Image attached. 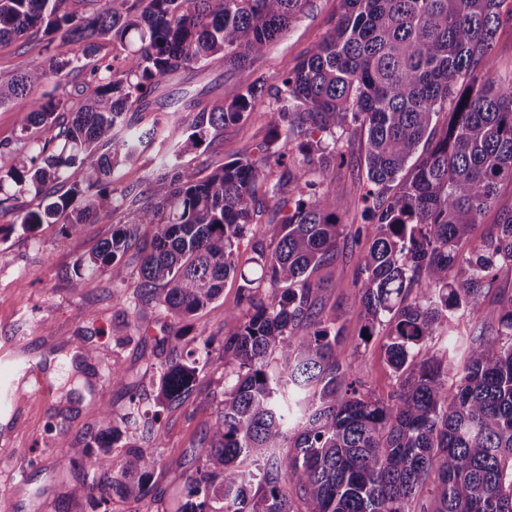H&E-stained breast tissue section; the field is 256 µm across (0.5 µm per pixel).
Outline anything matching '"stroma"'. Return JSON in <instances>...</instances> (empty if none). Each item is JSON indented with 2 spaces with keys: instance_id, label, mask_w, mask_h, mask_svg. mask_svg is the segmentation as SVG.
Returning <instances> with one entry per match:
<instances>
[{
  "instance_id": "35a3bbf8",
  "label": "stroma",
  "mask_w": 512,
  "mask_h": 512,
  "mask_svg": "<svg viewBox=\"0 0 512 512\" xmlns=\"http://www.w3.org/2000/svg\"><path fill=\"white\" fill-rule=\"evenodd\" d=\"M338 14L339 0H308L288 30L254 62V77L269 86L280 84L331 31ZM238 81L237 71L196 65L159 84L142 115L144 124H157V134L142 146L137 161L119 168L118 188L145 185L162 154L181 139V115L166 109L172 91L214 105ZM277 120L268 103H256L246 118L207 138L181 164L197 177H206L224 162L253 151L270 136ZM337 147L349 162L329 167L323 187L349 201L342 223L366 224L369 217L361 197L367 183L353 165L364 147L362 133L350 127L340 134ZM126 219L119 211L68 235L57 224L28 232L15 214H0V250L7 252L0 260V512H94L92 502L69 498L70 488L83 481L85 473L77 461L58 454L53 441L62 438L72 447H85L100 429L105 406L111 408L115 425L125 427L133 392L142 409L156 407L157 365L177 329L173 318L157 307L136 308L137 279L116 283L102 273L83 285L73 283L77 261L110 237L113 223ZM313 278L321 285L319 304L339 318L343 347L354 353L372 392L387 397L394 380L384 356L385 337L361 336L355 261L341 258L325 264ZM240 299L238 281L227 280L222 296L192 318V328L182 340L184 350L208 351L197 382L203 398L162 415L165 436L154 451L159 463L152 480L157 512H177L185 474L205 453L204 432L224 398V311ZM86 308L94 310L93 320L82 317ZM115 367L125 374V388L108 383ZM23 368L41 377L43 394L19 391L18 372Z\"/></svg>"
}]
</instances>
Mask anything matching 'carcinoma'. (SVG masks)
I'll list each match as a JSON object with an SVG mask.
<instances>
[{
	"label": "carcinoma",
	"instance_id": "1",
	"mask_svg": "<svg viewBox=\"0 0 512 512\" xmlns=\"http://www.w3.org/2000/svg\"><path fill=\"white\" fill-rule=\"evenodd\" d=\"M505 3L341 0L330 34L268 88L250 67L307 0H0V44L21 40L43 55L0 71V106L26 113L20 136L0 142V212H19L26 230L60 224L69 234L126 209L129 220L77 262L75 285L99 272L124 281L134 248L138 303L180 323L216 301L227 278L240 281L241 303L224 310V399L177 512H512V292L496 296V336L457 331L512 270V211L481 224L512 182V77L495 76L491 58L512 25ZM111 42L122 55L100 54ZM192 65L242 78L222 103L185 108L187 136L146 192L115 189L116 169L156 134L157 124L140 126L142 103ZM75 74L79 98L68 91ZM264 97L280 124L256 154L201 179L181 168L182 155ZM350 125L366 134L357 168L371 224L353 241L370 239L357 257L359 314L366 335L386 338L395 390L383 399L357 375L311 279L336 259L346 229L348 202L321 190V177L347 163L336 131ZM73 169L81 181H70ZM26 195L36 207L21 204ZM270 201L282 217L271 239L254 238L246 268L241 241ZM443 336L447 349L435 348ZM200 362L190 352L158 365V409L134 419L141 442L122 443L118 478L120 433L103 409L82 450L91 480L72 496L100 512L115 496L141 512L161 409L190 399Z\"/></svg>",
	"mask_w": 512,
	"mask_h": 512
}]
</instances>
